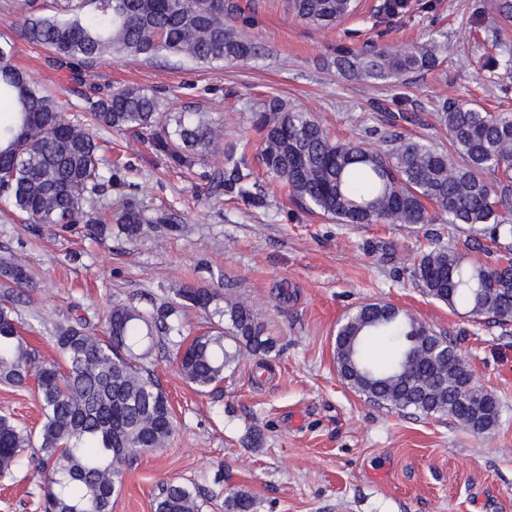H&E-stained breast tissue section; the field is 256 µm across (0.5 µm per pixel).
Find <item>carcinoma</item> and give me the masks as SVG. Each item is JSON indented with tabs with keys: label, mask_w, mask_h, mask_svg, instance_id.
Wrapping results in <instances>:
<instances>
[{
	"label": "carcinoma",
	"mask_w": 512,
	"mask_h": 512,
	"mask_svg": "<svg viewBox=\"0 0 512 512\" xmlns=\"http://www.w3.org/2000/svg\"><path fill=\"white\" fill-rule=\"evenodd\" d=\"M301 22L332 28L355 9L354 0H287ZM499 23H512V0H489ZM239 5L231 0H60L54 13L26 18L24 35L53 54L59 65L79 64L91 76L94 62L159 56L215 66L264 55V48L237 26ZM445 50L430 36L405 49L335 50L333 64L344 76L386 82L423 76L442 63ZM93 122L66 119L58 97L32 82L0 48V197L27 224H78L89 218L99 231L117 224L129 239L147 218L131 197L115 214L88 217L85 206L100 189L128 186L126 167L100 153L96 129L108 127L137 137L164 119L154 147L176 168L224 148V167L206 175L213 192L236 195L256 208L264 197L246 172L247 144L224 143L223 126L199 113L163 112L160 97L128 87L100 92L92 85ZM261 136L257 153L266 173L280 180L297 204L338 224H448L502 241L506 254L494 265L476 253L434 244L422 252L413 277L423 293L451 309L512 323V217L505 214L508 187L487 175L512 172V112H491L469 100L442 103L439 121L448 148L420 138L390 134L384 146L362 140L339 142L314 115L290 109L272 97L251 111ZM28 278L23 260L0 255V383L24 386L35 379L40 427L31 432L0 415V479L12 477L24 449L38 443L31 459L40 476L43 512H112L125 467L139 454L169 445L175 430L166 392L145 366L152 351L172 354L183 379L205 393L234 372L242 351L269 365L272 337L242 300L210 288L187 285L172 300L141 308L112 306L106 335L82 323L55 326L57 362H41L14 317L24 302L18 291ZM214 319L209 330L188 338L184 309ZM394 349L386 366L366 350L374 338ZM334 359L339 376L366 400L424 416L450 417L482 434L500 416L495 396L481 388L457 358L451 340L390 303H366L337 329ZM212 496L194 484L169 482L153 512H205ZM224 512H256L246 491L224 497Z\"/></svg>",
	"instance_id": "cac0c4a2"
}]
</instances>
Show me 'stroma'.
Here are the masks:
<instances>
[{"instance_id": "35a3bbf8", "label": "stroma", "mask_w": 512, "mask_h": 512, "mask_svg": "<svg viewBox=\"0 0 512 512\" xmlns=\"http://www.w3.org/2000/svg\"><path fill=\"white\" fill-rule=\"evenodd\" d=\"M238 25L262 43L263 58L218 67L164 58L96 62L98 83L159 93L169 108L203 112L224 127L226 141L260 135L253 103L276 97L312 112L337 139L380 144L396 131L447 146L437 119L439 100L471 99L512 111V72L486 67L503 37L483 0H357L355 15L332 29L300 23L285 0H237ZM13 0H0V46L35 81L68 103L71 121L90 119L69 67H53L44 47L23 35ZM433 36L447 47L439 71L401 81L348 79L332 64L334 50L406 46ZM109 156L129 164L130 194L150 221L136 239L98 234L80 223L22 224L0 207V254L22 256L29 283L18 306L24 336L39 360H57L53 325L82 319L97 333L118 302L146 306L191 284L230 290L254 310L277 343L270 369L243 354L234 374L206 394L182 378L172 357L155 351L147 365L174 413L169 446L125 468L112 512H152L163 484L194 482L214 493L207 512H223L222 497L244 490L257 512H512V326L469 316L427 297L412 275L431 239L465 250L479 245L488 262L499 246L466 226L339 224L301 209L284 185L265 174L257 182L266 207L228 195L212 198L205 179L221 153L192 169L172 168L150 134L99 131ZM168 213L173 225L151 218ZM384 301L448 336L475 382L500 404L498 423L476 435L451 418L377 407L339 376L336 330L360 305ZM38 430L34 384H0V414ZM24 461L0 485V512H40L37 479Z\"/></svg>"}]
</instances>
